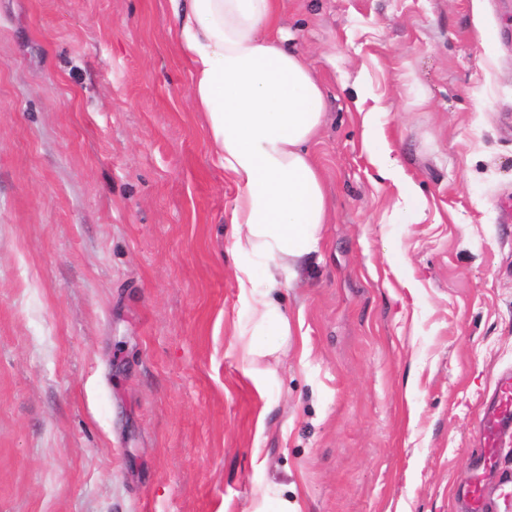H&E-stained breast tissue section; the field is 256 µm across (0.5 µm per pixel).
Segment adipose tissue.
Masks as SVG:
<instances>
[{
	"mask_svg": "<svg viewBox=\"0 0 512 512\" xmlns=\"http://www.w3.org/2000/svg\"><path fill=\"white\" fill-rule=\"evenodd\" d=\"M171 34L192 77L209 147L236 187L227 213L235 279L251 313L244 362L291 334L278 288L318 256L330 217L309 146L326 111L305 60L283 48L280 0H169Z\"/></svg>",
	"mask_w": 512,
	"mask_h": 512,
	"instance_id": "1",
	"label": "adipose tissue"
}]
</instances>
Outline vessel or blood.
I'll list each match as a JSON object with an SVG mask.
<instances>
[{"mask_svg": "<svg viewBox=\"0 0 512 512\" xmlns=\"http://www.w3.org/2000/svg\"><path fill=\"white\" fill-rule=\"evenodd\" d=\"M512 430V373L498 377L495 396L483 412L482 437L484 447L470 462L471 481L466 490L468 512H485L493 489L484 483L482 475L498 458L502 433Z\"/></svg>", "mask_w": 512, "mask_h": 512, "instance_id": "1", "label": "vessel or blood"}]
</instances>
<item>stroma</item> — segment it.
<instances>
[{"label": "stroma", "instance_id": "obj_1", "mask_svg": "<svg viewBox=\"0 0 512 512\" xmlns=\"http://www.w3.org/2000/svg\"><path fill=\"white\" fill-rule=\"evenodd\" d=\"M281 5L331 216L249 365L167 0H0V512H458L512 369V0ZM365 135L372 148V157L380 173L387 178L396 179L400 173L398 160L391 156V150L383 146V135L373 112L364 119Z\"/></svg>", "mask_w": 512, "mask_h": 512}]
</instances>
